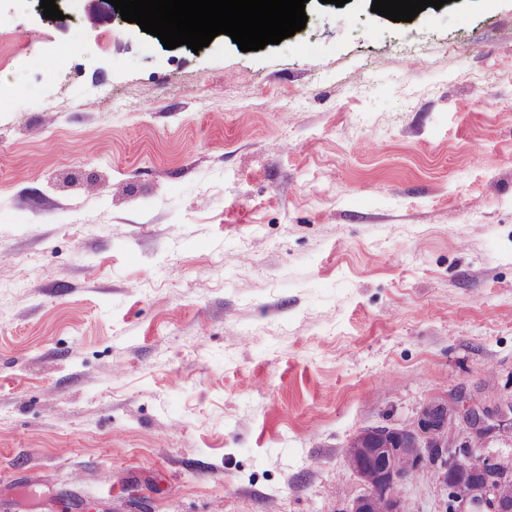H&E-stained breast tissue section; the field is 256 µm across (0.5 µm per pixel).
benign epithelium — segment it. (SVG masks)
Masks as SVG:
<instances>
[{
  "mask_svg": "<svg viewBox=\"0 0 512 512\" xmlns=\"http://www.w3.org/2000/svg\"><path fill=\"white\" fill-rule=\"evenodd\" d=\"M512 431V400L487 404L458 391L425 405L408 426L363 430L345 455L364 492L345 512H403L407 472L430 470L448 489L447 512H512V466L486 450Z\"/></svg>",
  "mask_w": 512,
  "mask_h": 512,
  "instance_id": "7a95c632",
  "label": "benign epithelium"
}]
</instances>
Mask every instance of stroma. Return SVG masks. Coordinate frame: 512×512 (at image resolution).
Listing matches in <instances>:
<instances>
[{"label": "stroma", "instance_id": "35a3bbf8", "mask_svg": "<svg viewBox=\"0 0 512 512\" xmlns=\"http://www.w3.org/2000/svg\"><path fill=\"white\" fill-rule=\"evenodd\" d=\"M55 3L0 0V512H348L363 429L512 398V0L196 53Z\"/></svg>", "mask_w": 512, "mask_h": 512}]
</instances>
